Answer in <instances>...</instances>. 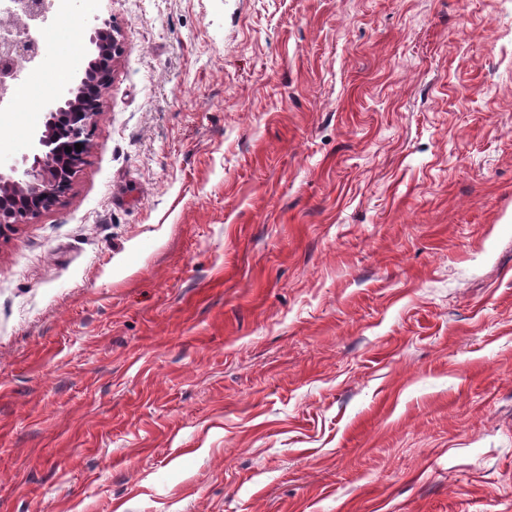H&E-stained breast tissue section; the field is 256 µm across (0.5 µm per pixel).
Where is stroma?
I'll return each mask as SVG.
<instances>
[{
	"label": "stroma",
	"instance_id": "35a3bbf8",
	"mask_svg": "<svg viewBox=\"0 0 512 512\" xmlns=\"http://www.w3.org/2000/svg\"><path fill=\"white\" fill-rule=\"evenodd\" d=\"M93 15L0 232V512H512V0H89L34 84ZM89 50L98 66L96 81L77 76L49 105L44 130L32 136L31 150L10 165H0V232L6 224H21L49 209L64 197L84 158L98 115L104 83L123 51L121 29L93 17ZM81 143V151L75 144ZM65 147H71L67 153Z\"/></svg>",
	"mask_w": 512,
	"mask_h": 512
}]
</instances>
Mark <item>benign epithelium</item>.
Wrapping results in <instances>:
<instances>
[{
	"instance_id": "benign-epithelium-1",
	"label": "benign epithelium",
	"mask_w": 512,
	"mask_h": 512,
	"mask_svg": "<svg viewBox=\"0 0 512 512\" xmlns=\"http://www.w3.org/2000/svg\"><path fill=\"white\" fill-rule=\"evenodd\" d=\"M89 50L95 56L96 81L77 76L49 105L44 130L32 136L31 150L10 165H0V224H21L49 209L64 197L71 178L84 158L98 115L106 80L115 59L123 51L121 29L93 17ZM0 45L18 54L27 52L34 41L29 35ZM81 144L76 150L75 144ZM71 148L66 152L65 148Z\"/></svg>"
}]
</instances>
